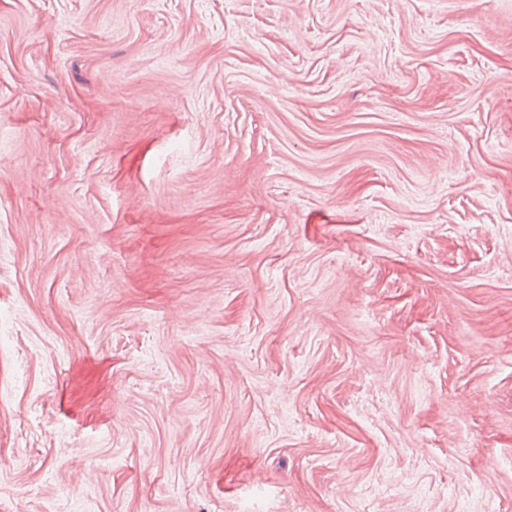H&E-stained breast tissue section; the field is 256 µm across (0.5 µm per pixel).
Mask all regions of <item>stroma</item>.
<instances>
[{"instance_id":"obj_1","label":"stroma","mask_w":512,"mask_h":512,"mask_svg":"<svg viewBox=\"0 0 512 512\" xmlns=\"http://www.w3.org/2000/svg\"><path fill=\"white\" fill-rule=\"evenodd\" d=\"M0 512H512V0H0Z\"/></svg>"}]
</instances>
